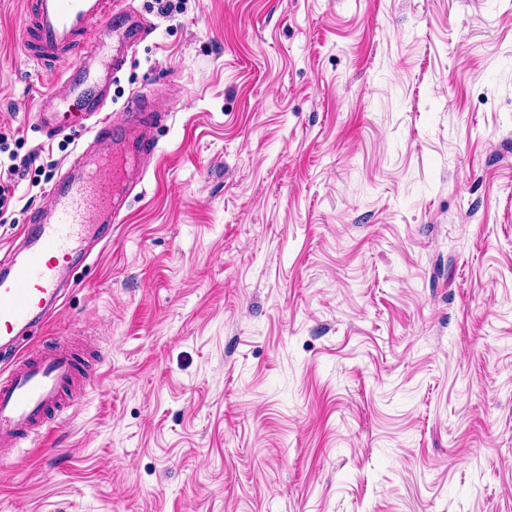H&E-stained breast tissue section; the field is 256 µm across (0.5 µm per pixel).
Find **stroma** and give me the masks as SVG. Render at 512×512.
Masks as SVG:
<instances>
[{"instance_id": "stroma-1", "label": "stroma", "mask_w": 512, "mask_h": 512, "mask_svg": "<svg viewBox=\"0 0 512 512\" xmlns=\"http://www.w3.org/2000/svg\"><path fill=\"white\" fill-rule=\"evenodd\" d=\"M133 0L168 115L38 340L100 365L0 512H512V0ZM0 0L8 249L82 137ZM9 159L12 163L4 169L3 174L0 162V204L8 198L13 199L15 197L18 185L13 176H19V174L24 176V172L36 161L35 157L27 156L20 159L19 163H17L18 156L15 154H12Z\"/></svg>"}]
</instances>
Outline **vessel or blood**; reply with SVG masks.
I'll return each mask as SVG.
<instances>
[{
  "mask_svg": "<svg viewBox=\"0 0 512 512\" xmlns=\"http://www.w3.org/2000/svg\"><path fill=\"white\" fill-rule=\"evenodd\" d=\"M148 35L129 0H30L20 32L27 57L66 69L64 92L38 99L36 123L49 140L68 131L88 140L21 244L0 252V461L47 437L89 378V359L70 342L33 350L28 334L53 318L93 246L111 243L136 186L132 172L156 155L153 131L165 115L147 98L132 95L121 125L112 124V82Z\"/></svg>",
  "mask_w": 512,
  "mask_h": 512,
  "instance_id": "b4317fda",
  "label": "vessel or blood"
}]
</instances>
